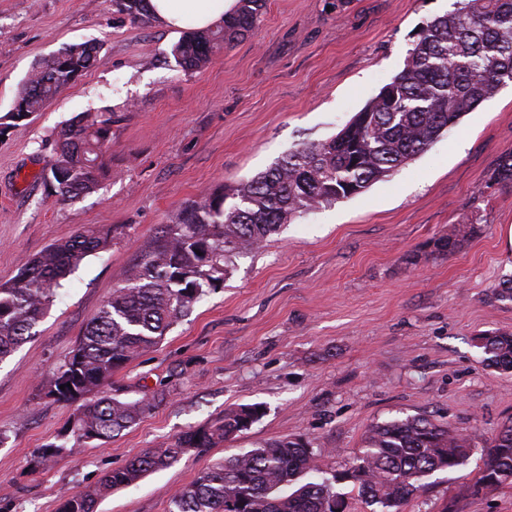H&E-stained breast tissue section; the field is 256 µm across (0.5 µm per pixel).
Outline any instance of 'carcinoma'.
Masks as SVG:
<instances>
[{"instance_id": "cac0c4a2", "label": "carcinoma", "mask_w": 512, "mask_h": 512, "mask_svg": "<svg viewBox=\"0 0 512 512\" xmlns=\"http://www.w3.org/2000/svg\"><path fill=\"white\" fill-rule=\"evenodd\" d=\"M114 12L134 22L150 20L146 0H111ZM265 0H237L217 29L185 34L172 56L185 71L207 67L214 53L255 28ZM66 60L34 68L12 109L0 115V133L42 111L93 66L99 47L75 43ZM512 82V0H463L434 18L410 51L404 69L332 139L303 146L275 166L233 187L206 193L185 205L156 245L123 273L87 324L68 360L47 386L55 399L76 403L73 444L39 451L53 456L88 440H108L150 413L163 394L128 400L103 391L112 376L154 349L170 327L224 282L236 257L262 247L280 225L302 213L363 192L426 150L448 128L506 82ZM112 118L82 114L58 133L46 176L55 193L73 200L92 192L106 175L103 154ZM495 180L512 183V151L502 156ZM475 232L460 224L435 242L452 253ZM112 231L83 232L24 261L18 279L0 284V360L28 338L52 305L62 281L90 255L109 249ZM476 347L495 369L512 371V332H480ZM71 384L62 390L60 386ZM260 406L224 411L211 426L189 430L166 448H154L105 473L97 487L75 492L58 512H96L97 500L136 484L146 473L170 468L192 451L223 443L248 429ZM471 440L427 416L372 427L353 465L327 477L309 444L285 437L243 451L201 471L171 499L170 512H344L354 484L378 512H399L437 471L462 466ZM512 481V419L495 435L472 492Z\"/></svg>"}]
</instances>
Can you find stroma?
<instances>
[{"mask_svg":"<svg viewBox=\"0 0 512 512\" xmlns=\"http://www.w3.org/2000/svg\"><path fill=\"white\" fill-rule=\"evenodd\" d=\"M455 2L266 0L249 36L185 71L171 54L180 32L113 13L110 0H0V115L38 63L71 43L99 47L77 83L0 137V284L78 232L124 230L69 276L36 336L0 362V512H58L105 472L247 404L264 408L250 429L113 491L98 512H169L174 492L205 467L287 436L309 441L322 471H340L372 425L414 415L475 446L400 512H512V483L470 493L485 446L512 418V373L488 367L474 344L482 331L512 332V303L493 296L512 276L502 237L512 184L492 178L512 151V82L390 177L306 211L237 257L219 288L106 386L131 400L163 393L150 414L110 440L33 459L70 439L77 418L44 386L182 207L335 136ZM82 112L112 119L107 174L94 192L63 201L41 171L56 132ZM471 216L472 236L435 253Z\"/></svg>","mask_w":512,"mask_h":512,"instance_id":"stroma-1","label":"stroma"}]
</instances>
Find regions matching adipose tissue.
<instances>
[{"instance_id": "obj_1", "label": "adipose tissue", "mask_w": 512, "mask_h": 512, "mask_svg": "<svg viewBox=\"0 0 512 512\" xmlns=\"http://www.w3.org/2000/svg\"><path fill=\"white\" fill-rule=\"evenodd\" d=\"M236 0H148L149 12L165 27L202 30L219 24Z\"/></svg>"}]
</instances>
